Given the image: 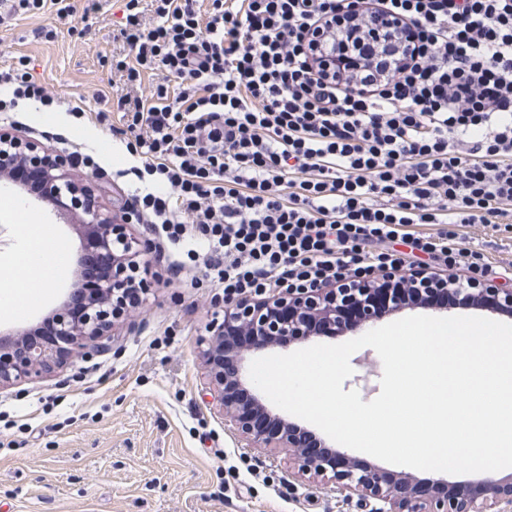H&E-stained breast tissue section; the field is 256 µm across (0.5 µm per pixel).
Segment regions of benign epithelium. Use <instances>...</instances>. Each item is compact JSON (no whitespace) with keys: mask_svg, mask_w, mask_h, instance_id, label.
Instances as JSON below:
<instances>
[{"mask_svg":"<svg viewBox=\"0 0 512 512\" xmlns=\"http://www.w3.org/2000/svg\"><path fill=\"white\" fill-rule=\"evenodd\" d=\"M41 171L47 199L64 216L81 222L89 246L111 258L108 279L98 296L87 305L83 317L75 321L62 304L52 311L58 333L50 341L32 335L29 329L0 333V387L33 382L65 366L76 355L90 357L109 349L106 340L114 321L126 319L136 307L139 295L149 291L150 283L139 276L137 257L150 251L146 241L134 237L127 216L104 214L88 185L66 154H51L35 143L9 133L0 132V181H10L16 165ZM398 280L419 290L435 293L448 288L463 289L443 274L424 276L408 270L375 271L362 276V283L343 277L336 286L314 285L310 288H277L265 298L244 300L224 309V321L216 324L212 336L200 341L201 355L209 368V394L224 409V424L231 428L248 448L280 449L293 456L294 468L314 474L346 494H357L376 506L370 512H492L501 500L512 503V483L497 480L484 482L476 495L456 494L454 485L430 478L424 484L405 479H391L370 467H356L353 457L343 451L334 457H318L305 448L297 427L280 420L278 429L270 432L258 426L261 416L277 417L260 397L254 395L253 407L242 410L228 396L224 370L212 362L225 327L243 336L244 345L235 354L236 378L252 384L245 361L274 348L286 349L283 336H300L308 341L318 335L319 322L336 328V315L341 306L356 311L351 331L372 327L381 315L375 311L371 289L366 284L374 279ZM472 293H493L512 305V288H497L479 282L470 283Z\"/></svg>","mask_w":512,"mask_h":512,"instance_id":"obj_1","label":"benign epithelium"}]
</instances>
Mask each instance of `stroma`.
I'll return each instance as SVG.
<instances>
[{
	"label": "stroma",
	"mask_w": 512,
	"mask_h": 512,
	"mask_svg": "<svg viewBox=\"0 0 512 512\" xmlns=\"http://www.w3.org/2000/svg\"><path fill=\"white\" fill-rule=\"evenodd\" d=\"M94 23L82 0L66 18L52 13L0 24V67L28 57L34 76L63 101H82L87 114L46 111L29 104L5 115L14 133L59 153L91 151L101 165L89 177L105 213L118 214L138 186L123 135L100 126L94 114L112 106V58L123 51L121 0H101ZM53 29L45 39L40 31ZM19 198L0 184V286L11 287L7 262L28 224L47 228L41 246L53 251L43 295L0 327H34L76 287L83 231L53 215L49 203ZM460 234L483 248L484 281L512 286V223L466 224ZM137 238L153 243L140 274L151 286L131 323H116L113 346L92 360L72 358L63 370L0 391V512H367L358 495L297 474L285 453L243 447L206 393L198 340L223 319L221 289L174 272L171 250L146 224ZM344 390L370 401L381 391L383 365L364 347L352 354Z\"/></svg>",
	"instance_id": "1"
}]
</instances>
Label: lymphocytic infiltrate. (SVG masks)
<instances>
[{
	"label": "lymphocytic infiltrate",
	"instance_id": "1",
	"mask_svg": "<svg viewBox=\"0 0 512 512\" xmlns=\"http://www.w3.org/2000/svg\"><path fill=\"white\" fill-rule=\"evenodd\" d=\"M140 2L123 4L112 62L150 178L131 200L225 301L485 268L458 227L512 222V0H150L146 15ZM2 86L1 113L84 114L26 58Z\"/></svg>",
	"mask_w": 512,
	"mask_h": 512
}]
</instances>
